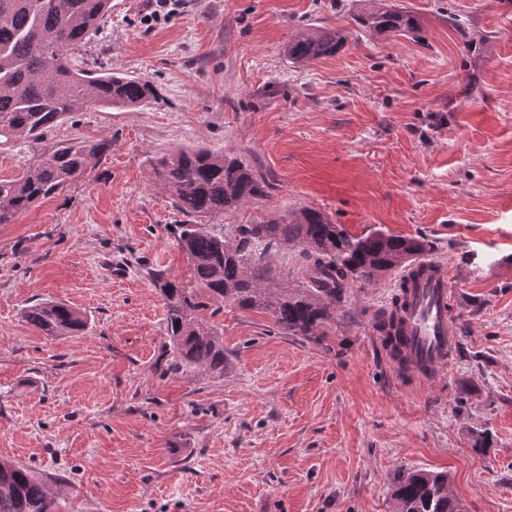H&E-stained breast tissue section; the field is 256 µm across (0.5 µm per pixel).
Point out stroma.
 Here are the masks:
<instances>
[{"label": "stroma", "mask_w": 512, "mask_h": 512, "mask_svg": "<svg viewBox=\"0 0 512 512\" xmlns=\"http://www.w3.org/2000/svg\"><path fill=\"white\" fill-rule=\"evenodd\" d=\"M400 2L421 38L358 32L357 0H189L150 27L149 0H112L73 62L149 79L156 99L0 148L5 179L56 144H109L0 224V457L47 476L61 512H392L401 468L447 473L468 512H512V0ZM328 28L348 34L336 56L288 60L296 33ZM188 147L273 185L220 224L309 207L351 238L427 239L453 274L445 374L389 360L375 322L393 273L348 288L317 340L225 304L223 373L163 372L155 276L191 270L152 165ZM36 300L85 312L86 334L22 321Z\"/></svg>", "instance_id": "1"}]
</instances>
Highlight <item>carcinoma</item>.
Returning <instances> with one entry per match:
<instances>
[{"mask_svg":"<svg viewBox=\"0 0 512 512\" xmlns=\"http://www.w3.org/2000/svg\"><path fill=\"white\" fill-rule=\"evenodd\" d=\"M356 28L389 37L421 31L417 12L392 0H364ZM111 0H0V147L35 140L67 117L92 107L139 108L156 97L148 80L72 65L68 51L87 44L110 14ZM348 40L340 30L299 32L285 46L288 59L306 63L337 54ZM107 142L62 143L21 175L0 179V224H10L38 201L83 175ZM154 173L174 206L196 218L227 215L273 189L270 181L235 157L183 148L157 160ZM177 245L193 281L155 275L166 300L170 352L165 370L224 372V337L213 321L218 301L266 313L280 331L317 339L336 316L348 288L371 285L427 251L428 240L376 232L356 241L322 212L308 207L256 224H181ZM297 251L295 268L278 269L279 255ZM390 312L376 322L392 355L399 353L398 314L406 283ZM23 320L46 336L85 333L88 318L60 301H36ZM394 512H465L449 490L448 474L401 469L389 491ZM0 512H60L43 476L0 459Z\"/></svg>","mask_w":512,"mask_h":512,"instance_id":"1","label":"carcinoma"}]
</instances>
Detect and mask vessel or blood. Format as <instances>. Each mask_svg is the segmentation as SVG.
<instances>
[{
    "instance_id": "b4317fda",
    "label": "vessel or blood",
    "mask_w": 512,
    "mask_h": 512,
    "mask_svg": "<svg viewBox=\"0 0 512 512\" xmlns=\"http://www.w3.org/2000/svg\"><path fill=\"white\" fill-rule=\"evenodd\" d=\"M424 273L408 294L402 313L406 339L404 352L412 371H424L427 379L444 373L456 343L455 329L448 316L451 297V270L447 262L423 258Z\"/></svg>"
}]
</instances>
